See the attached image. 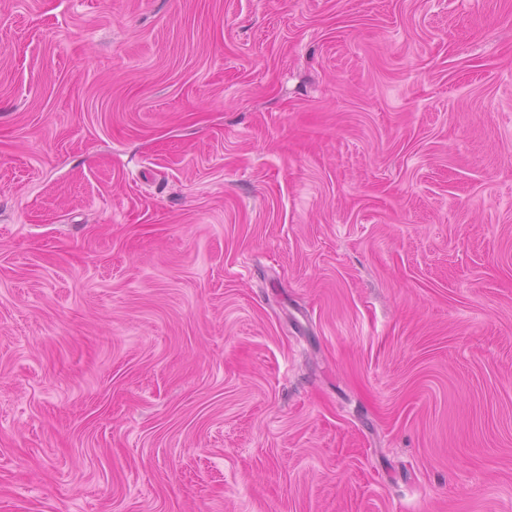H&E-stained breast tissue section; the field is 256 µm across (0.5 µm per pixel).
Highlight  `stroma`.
<instances>
[{"label": "stroma", "instance_id": "obj_1", "mask_svg": "<svg viewBox=\"0 0 512 512\" xmlns=\"http://www.w3.org/2000/svg\"><path fill=\"white\" fill-rule=\"evenodd\" d=\"M0 512H512V0H0Z\"/></svg>", "mask_w": 512, "mask_h": 512}]
</instances>
